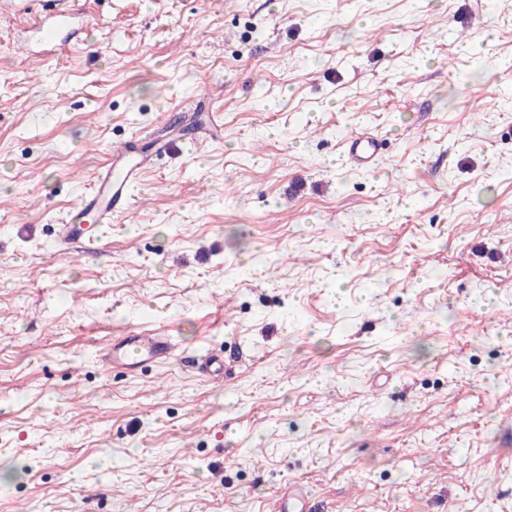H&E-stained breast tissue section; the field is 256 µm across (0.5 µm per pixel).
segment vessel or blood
<instances>
[{"label":"vessel or blood","mask_w":512,"mask_h":512,"mask_svg":"<svg viewBox=\"0 0 512 512\" xmlns=\"http://www.w3.org/2000/svg\"><path fill=\"white\" fill-rule=\"evenodd\" d=\"M62 0H15L18 10L31 12V26L35 31L37 44L45 50L60 48L65 33L78 18L75 11L63 8ZM347 157L358 167L373 168L382 154L381 143L377 138L357 136L347 137L343 142ZM143 161L133 158L131 144L111 151L108 165L98 170L91 189L81 202L69 208L59 226L58 234L62 242L81 240L84 252L99 247L93 237L85 236L82 226L89 211H97L102 220H111L113 214L126 211L133 200V189L138 184ZM176 349L172 337L155 333L128 337L120 346H112L102 351L100 357L105 363L118 362L127 369L134 370L145 361L166 360Z\"/></svg>","instance_id":"obj_1"}]
</instances>
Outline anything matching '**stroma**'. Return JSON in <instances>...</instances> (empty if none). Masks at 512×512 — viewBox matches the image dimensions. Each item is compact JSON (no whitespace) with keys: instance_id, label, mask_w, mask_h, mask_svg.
Returning a JSON list of instances; mask_svg holds the SVG:
<instances>
[{"instance_id":"stroma-1","label":"stroma","mask_w":512,"mask_h":512,"mask_svg":"<svg viewBox=\"0 0 512 512\" xmlns=\"http://www.w3.org/2000/svg\"><path fill=\"white\" fill-rule=\"evenodd\" d=\"M82 9L35 61L0 7V512H512V0ZM129 137L173 149L59 253ZM347 157L358 167L372 169L382 155L381 142L374 137H347L343 142ZM177 344L171 336H159L145 333L128 336L122 346L113 344L108 350L100 352L103 362L110 365L120 362L127 369L135 370L148 359L167 360L175 351Z\"/></svg>"}]
</instances>
